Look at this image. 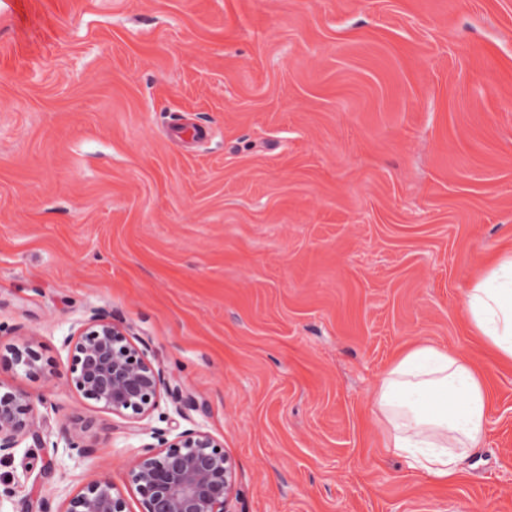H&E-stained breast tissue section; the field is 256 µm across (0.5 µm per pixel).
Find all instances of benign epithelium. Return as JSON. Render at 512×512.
Returning <instances> with one entry per match:
<instances>
[{"mask_svg":"<svg viewBox=\"0 0 512 512\" xmlns=\"http://www.w3.org/2000/svg\"><path fill=\"white\" fill-rule=\"evenodd\" d=\"M69 357V383L85 399L103 405L132 423L151 418L163 395L181 399L144 345L129 336L120 320L96 310L63 339ZM38 338L0 349V366L22 369L36 377L43 371ZM39 438V422L24 391H0V458L9 457L27 438ZM152 443L140 446L128 476L139 495V512H229L237 496L234 464L224 443L198 426L171 434L152 428ZM61 441L69 456L93 453L75 432L64 429ZM64 512H130L127 499L108 477L72 495Z\"/></svg>","mask_w":512,"mask_h":512,"instance_id":"7a95c632","label":"benign epithelium"}]
</instances>
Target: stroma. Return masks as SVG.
<instances>
[{"label": "stroma", "mask_w": 512, "mask_h": 512, "mask_svg": "<svg viewBox=\"0 0 512 512\" xmlns=\"http://www.w3.org/2000/svg\"><path fill=\"white\" fill-rule=\"evenodd\" d=\"M512 245V0H0V370L91 457L25 480L34 512L127 471L146 436L68 382L103 310L191 398L235 464L233 512H512V364L462 308ZM426 339L489 392L482 450L445 483L388 452L377 386ZM40 348L37 336L33 335L29 336L21 346L9 345L3 351L0 345V366L19 367L30 377L39 376L43 371Z\"/></svg>", "instance_id": "1"}]
</instances>
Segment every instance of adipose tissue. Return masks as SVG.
<instances>
[{
	"label": "adipose tissue",
	"mask_w": 512,
	"mask_h": 512,
	"mask_svg": "<svg viewBox=\"0 0 512 512\" xmlns=\"http://www.w3.org/2000/svg\"><path fill=\"white\" fill-rule=\"evenodd\" d=\"M469 328L502 360L512 361V248L487 254L463 297ZM386 445L413 468L441 481L463 456L482 448L488 390L465 358L417 341L390 364L375 396Z\"/></svg>",
	"instance_id": "obj_1"
}]
</instances>
